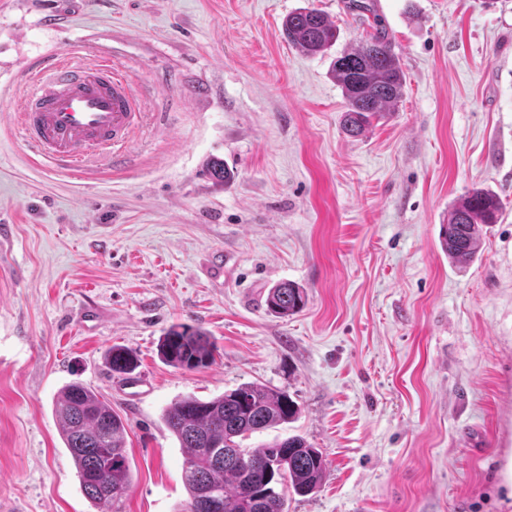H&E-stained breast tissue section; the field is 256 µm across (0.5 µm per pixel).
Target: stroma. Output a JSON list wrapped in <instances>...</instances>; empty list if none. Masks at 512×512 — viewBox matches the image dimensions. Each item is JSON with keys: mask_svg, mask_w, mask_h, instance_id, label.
<instances>
[{"mask_svg": "<svg viewBox=\"0 0 512 512\" xmlns=\"http://www.w3.org/2000/svg\"><path fill=\"white\" fill-rule=\"evenodd\" d=\"M353 2L0 0V501L93 512L55 413L79 381L128 425L123 512H183L164 411L254 382L300 414L247 447L300 435L326 460L288 512H512V0ZM307 6L339 29L326 54L282 35ZM374 21L406 82L353 137L331 64ZM73 56L141 96L123 164L58 167L17 134L33 67ZM475 187L503 217L458 269L441 225ZM283 281L308 294L288 318ZM178 323L212 365L160 358ZM266 302L271 313L280 318H288L304 309L307 293L304 288L285 282L269 290ZM216 351L206 332L184 323L170 326L159 343L160 356L166 363L189 371L209 367ZM108 360L112 372L119 375L131 374L138 366L137 359L131 353L119 347H112Z\"/></svg>", "mask_w": 512, "mask_h": 512, "instance_id": "35a3bbf8", "label": "stroma"}]
</instances>
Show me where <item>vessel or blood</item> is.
<instances>
[{
	"label": "vessel or blood",
	"mask_w": 512,
	"mask_h": 512,
	"mask_svg": "<svg viewBox=\"0 0 512 512\" xmlns=\"http://www.w3.org/2000/svg\"><path fill=\"white\" fill-rule=\"evenodd\" d=\"M142 101L110 64L39 68L22 114L20 135L38 156L75 166L92 157L123 158Z\"/></svg>",
	"instance_id": "obj_1"
}]
</instances>
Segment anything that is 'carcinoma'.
<instances>
[{
	"instance_id": "1",
	"label": "carcinoma",
	"mask_w": 512,
	"mask_h": 512,
	"mask_svg": "<svg viewBox=\"0 0 512 512\" xmlns=\"http://www.w3.org/2000/svg\"><path fill=\"white\" fill-rule=\"evenodd\" d=\"M282 31L306 56L325 53L339 37L327 14L309 8L289 13ZM331 73L346 102L344 129L354 137L403 96L405 74L391 42L379 31L345 49L333 61ZM502 214L499 196L487 189L474 188L460 197L443 225L441 245L448 261L467 267L479 251L483 225L498 223ZM306 304L305 289L290 282L267 295L269 311L280 318L301 312ZM216 351L206 332L184 323L170 326L159 343L166 363L189 371L209 367ZM108 360L119 375L137 368V359L119 347L112 348ZM56 414L82 490L96 512H122L131 485L123 419L78 381L63 387ZM298 415L287 392L257 383L241 384L211 399L186 396L173 403L164 422L184 449L182 478L189 494L185 512H194L205 489L224 497V512H288V492L304 496L318 489L326 462L321 450L303 437L243 447L252 434L291 423Z\"/></svg>"
}]
</instances>
